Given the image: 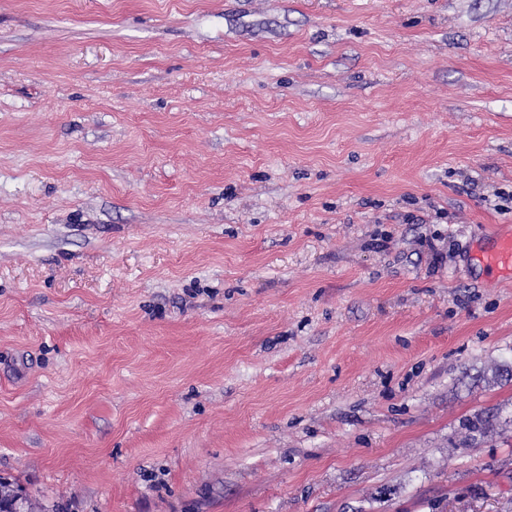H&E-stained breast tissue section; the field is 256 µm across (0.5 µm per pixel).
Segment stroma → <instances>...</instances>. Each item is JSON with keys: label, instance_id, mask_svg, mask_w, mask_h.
I'll return each instance as SVG.
<instances>
[{"label": "stroma", "instance_id": "obj_1", "mask_svg": "<svg viewBox=\"0 0 512 512\" xmlns=\"http://www.w3.org/2000/svg\"><path fill=\"white\" fill-rule=\"evenodd\" d=\"M510 227L512 0H0V476L512 512ZM473 259L488 270L511 275L512 235L503 234L496 237L491 247L479 250Z\"/></svg>", "mask_w": 512, "mask_h": 512}]
</instances>
